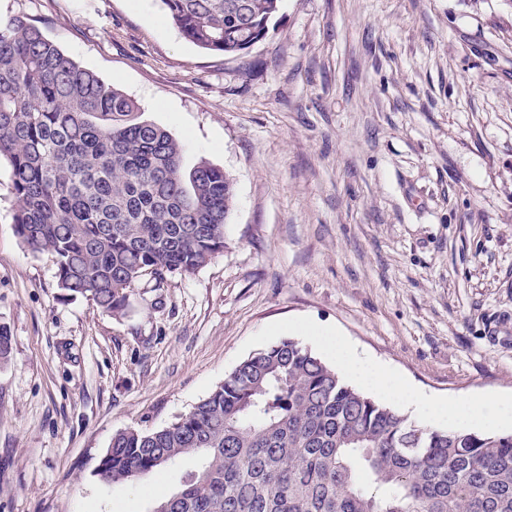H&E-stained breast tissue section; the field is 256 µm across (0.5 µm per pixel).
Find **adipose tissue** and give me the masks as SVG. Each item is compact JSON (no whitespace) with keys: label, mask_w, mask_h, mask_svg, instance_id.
Wrapping results in <instances>:
<instances>
[{"label":"adipose tissue","mask_w":512,"mask_h":512,"mask_svg":"<svg viewBox=\"0 0 512 512\" xmlns=\"http://www.w3.org/2000/svg\"><path fill=\"white\" fill-rule=\"evenodd\" d=\"M331 353L341 374L385 398L414 407L422 420L439 425L451 423L460 431L473 424L496 429L512 422V413L492 414L484 403L468 400L448 403L427 397L377 362L360 355L344 338H337Z\"/></svg>","instance_id":"adipose-tissue-1"}]
</instances>
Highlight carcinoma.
Segmentation results:
<instances>
[{
	"mask_svg": "<svg viewBox=\"0 0 512 512\" xmlns=\"http://www.w3.org/2000/svg\"><path fill=\"white\" fill-rule=\"evenodd\" d=\"M183 38L241 55L280 0H162ZM79 66L35 21H0V158L21 242L57 287L115 316L129 289L224 250L232 178ZM197 465L148 512H512V434L434 429L348 385L295 339L260 349L171 424L112 437L99 474L143 480Z\"/></svg>",
	"mask_w": 512,
	"mask_h": 512,
	"instance_id": "obj_1",
	"label": "carcinoma"
}]
</instances>
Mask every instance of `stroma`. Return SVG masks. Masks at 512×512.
<instances>
[{
  "mask_svg": "<svg viewBox=\"0 0 512 512\" xmlns=\"http://www.w3.org/2000/svg\"><path fill=\"white\" fill-rule=\"evenodd\" d=\"M234 181L225 247L135 284L122 316L64 296L14 232L0 160V512H146L196 466L97 474L255 351L328 330L424 394L512 399V0H281L248 54L202 51L160 0H0Z\"/></svg>",
  "mask_w": 512,
  "mask_h": 512,
  "instance_id": "35a3bbf8",
  "label": "stroma"
}]
</instances>
